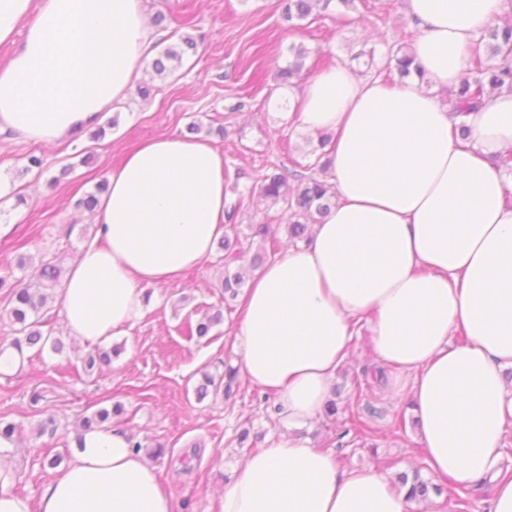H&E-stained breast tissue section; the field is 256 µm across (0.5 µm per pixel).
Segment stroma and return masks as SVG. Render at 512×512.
<instances>
[{
	"label": "stroma",
	"mask_w": 512,
	"mask_h": 512,
	"mask_svg": "<svg viewBox=\"0 0 512 512\" xmlns=\"http://www.w3.org/2000/svg\"><path fill=\"white\" fill-rule=\"evenodd\" d=\"M346 22L336 8H314L303 21L282 19V0H148V15L164 14L158 48L193 37L183 68L157 82L152 98L136 91L105 112L116 127L104 137L91 132L56 145L14 143L0 147V273L27 269L55 252L64 266L77 259L83 243L94 233L91 212L76 208L77 200L143 141L162 135L188 133L201 126L224 152L229 184H253L259 166L287 158L304 160L309 134L289 116L287 101L300 85L276 80L293 46L305 47L308 74L333 65H349L351 55L365 47L384 50L408 29L405 0H356ZM226 136H219V129ZM43 160L42 173L27 171L29 155ZM24 190L27 201L16 204L14 193ZM222 249H215L201 266L186 271L175 283L145 286L149 299L142 316L126 334L112 337L120 349L110 364L86 368L89 347L67 338L60 304L45 317L65 349L36 353L25 350L11 370L0 373V420L15 423L16 440L0 459L15 472L11 490L38 499L58 469L45 458L73 459L74 432L82 417L119 404L124 413L118 426L146 446H163L164 456L147 457L162 485L172 492L174 512H216L244 450L236 435L249 429L258 448L268 447L283 431L274 394L241 381L232 396L208 394L197 399L204 375L222 376L225 364L235 363L234 330L237 309L224 306ZM222 311L224 320L202 340L188 338L186 326L199 313ZM374 362L368 326H361L345 364L336 374L337 402L357 411L373 407L370 431L347 432L343 420L320 416L306 424L302 438L312 446L334 452L340 468H376L389 482L400 473L419 471L435 482L422 448L416 443L418 421L409 399H392L386 387L366 377ZM56 414L55 436L36 433L47 413Z\"/></svg>",
	"instance_id": "35a3bbf8"
}]
</instances>
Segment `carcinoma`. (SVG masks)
Listing matches in <instances>:
<instances>
[{
  "label": "carcinoma",
  "mask_w": 512,
  "mask_h": 512,
  "mask_svg": "<svg viewBox=\"0 0 512 512\" xmlns=\"http://www.w3.org/2000/svg\"><path fill=\"white\" fill-rule=\"evenodd\" d=\"M345 10L355 8V0H285L283 20L290 23L294 20H304L312 12L313 6L320 4L323 8L330 7L332 2ZM478 51L470 61L472 67L468 68L460 84L446 91L448 107L455 116L462 118L468 112L478 108L485 98L494 91L506 90L512 93V18H508L501 25L485 30L477 40ZM486 48L487 60H482L481 48ZM196 48V42L190 36L182 38V45H173L165 48L157 57L153 58L149 68L153 76L167 79L174 76L183 66L184 54ZM292 59L280 68L277 73L281 85H292L295 80L303 76L307 51L303 47H291ZM369 57L368 66H375L378 72L385 74L389 80H403L412 75L418 80L430 85L426 71L422 64L416 60L412 53L411 44L406 41L394 43L387 47V51L380 60H375V50H360L354 55L359 59ZM331 136L322 134L318 139V147L312 151L313 159L305 164L288 159V163H272L259 170L256 183L245 187L239 192L240 197L252 196L259 193L262 197L275 204L282 205L283 216L286 217V229L289 239L297 243L309 241L310 225L323 219L332 206L336 204V190L327 179L330 169L328 147ZM241 204H232L226 212L224 239L220 247L224 249V302L234 301L246 283L247 275L257 270L267 258L268 253L257 252L252 258H247L249 250L242 246L239 236L238 217ZM65 272L61 260L53 257L41 264L37 287L28 284L12 282L10 276H0V288L8 289L10 315L17 325L16 332L20 337L15 339L14 347L21 351L23 346L38 347L39 350L50 348L59 353L63 350V342L52 336V330H43L47 320L44 319L43 309L53 298L55 288L64 278ZM223 313L217 311L205 314L196 324H188V334L191 337L203 338L208 335L211 328L221 323ZM239 369L231 365L225 366L224 376L220 379L207 375L204 383L197 389V397L202 399L212 386L215 391H223L229 396L233 392V384L238 379ZM325 415L334 417L337 414L344 416L345 422L360 429L365 424L352 405L339 407L336 401H329L324 408ZM112 412L106 408L97 410L92 416L80 421L81 431L99 430L109 423ZM401 484L410 485L409 496L412 499H424L429 493V483L425 481L419 471L413 475L400 476Z\"/></svg>",
  "instance_id": "cac0c4a2"
}]
</instances>
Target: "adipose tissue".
Returning <instances> with one entry per match:
<instances>
[{
  "label": "adipose tissue",
  "mask_w": 512,
  "mask_h": 512,
  "mask_svg": "<svg viewBox=\"0 0 512 512\" xmlns=\"http://www.w3.org/2000/svg\"><path fill=\"white\" fill-rule=\"evenodd\" d=\"M504 0H406L412 51L433 82L394 87L334 65L297 101L303 129L330 132L337 200L309 243L249 281L235 330L237 365L282 404L285 436L235 466L217 512H411L408 490L371 468L339 470L332 453L292 437L322 412L355 326L371 319L390 390L411 376L418 445L435 475L465 488L493 475L512 430V204L490 162L512 148V93L468 113L467 138L440 91ZM147 0H0V140L55 144L126 98L155 40ZM223 151L164 135L113 167L96 230L59 301L72 336L96 345L143 314L142 287L178 281L224 235ZM467 341L451 342L455 330ZM0 512H173L154 468L116 429L83 433L38 500L11 493Z\"/></svg>",
  "instance_id": "obj_1"
}]
</instances>
